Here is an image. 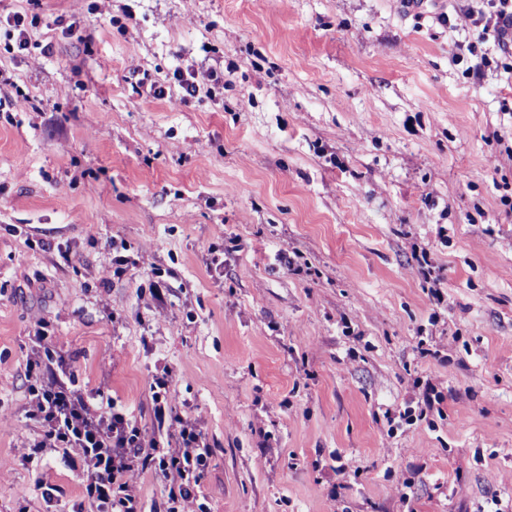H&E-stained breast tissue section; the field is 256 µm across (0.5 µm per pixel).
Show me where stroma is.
<instances>
[{
  "instance_id": "35a3bbf8",
  "label": "stroma",
  "mask_w": 512,
  "mask_h": 512,
  "mask_svg": "<svg viewBox=\"0 0 512 512\" xmlns=\"http://www.w3.org/2000/svg\"><path fill=\"white\" fill-rule=\"evenodd\" d=\"M14 15L40 22L25 50L0 27V512L83 500L61 452L26 461L42 318L85 393L145 431L171 370L212 447L183 512H491L512 495V56L487 39L492 66L470 73L466 0H0ZM180 71L200 85L187 104ZM116 240L167 270V304L116 276ZM292 249L310 273L281 262ZM418 379L443 403L389 433Z\"/></svg>"
}]
</instances>
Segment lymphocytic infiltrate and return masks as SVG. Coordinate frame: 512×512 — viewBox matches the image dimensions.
<instances>
[{
  "instance_id": "lymphocytic-infiltrate-1",
  "label": "lymphocytic infiltrate",
  "mask_w": 512,
  "mask_h": 512,
  "mask_svg": "<svg viewBox=\"0 0 512 512\" xmlns=\"http://www.w3.org/2000/svg\"><path fill=\"white\" fill-rule=\"evenodd\" d=\"M471 9L475 27L493 34L498 44L512 45V0H480ZM39 346L25 366L28 416L39 432L29 440L34 450L76 448L72 469L85 481L83 499L90 512H144L143 504L125 479L135 464L149 468L161 481L166 512H181L183 502L196 498L212 450L204 431L183 419L172 402L170 369L154 374L150 398L157 435L144 439L136 421L117 409L115 401L85 395L72 356L55 348L48 320L34 330Z\"/></svg>"
}]
</instances>
